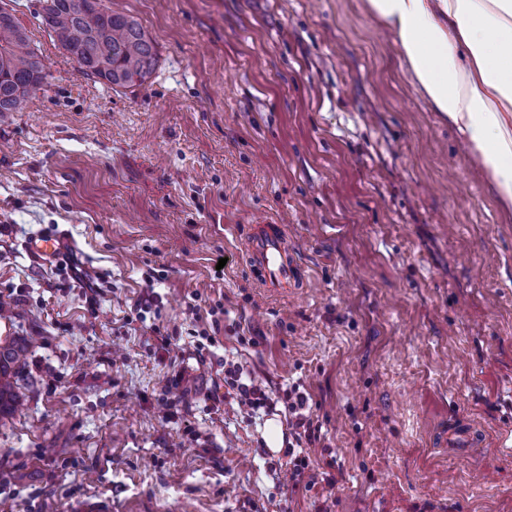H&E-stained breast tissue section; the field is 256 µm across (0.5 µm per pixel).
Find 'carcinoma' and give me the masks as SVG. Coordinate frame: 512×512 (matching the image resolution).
Returning <instances> with one entry per match:
<instances>
[{
	"label": "carcinoma",
	"instance_id": "carcinoma-1",
	"mask_svg": "<svg viewBox=\"0 0 512 512\" xmlns=\"http://www.w3.org/2000/svg\"><path fill=\"white\" fill-rule=\"evenodd\" d=\"M35 11L40 24L55 36L84 75L113 88H133L151 79L158 54L140 24L112 12L103 0H39ZM0 113L17 112L42 90L47 81L44 65L31 45L27 30L12 11L0 9ZM27 345L17 339L0 345V415L15 411L17 369Z\"/></svg>",
	"mask_w": 512,
	"mask_h": 512
}]
</instances>
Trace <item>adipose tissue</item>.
<instances>
[{
    "mask_svg": "<svg viewBox=\"0 0 512 512\" xmlns=\"http://www.w3.org/2000/svg\"><path fill=\"white\" fill-rule=\"evenodd\" d=\"M404 73L512 210V0H366Z\"/></svg>",
    "mask_w": 512,
    "mask_h": 512,
    "instance_id": "ef3b65f1",
    "label": "adipose tissue"
}]
</instances>
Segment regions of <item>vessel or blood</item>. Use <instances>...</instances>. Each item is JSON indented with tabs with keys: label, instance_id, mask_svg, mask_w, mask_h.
Here are the masks:
<instances>
[{
	"label": "vessel or blood",
	"instance_id": "1",
	"mask_svg": "<svg viewBox=\"0 0 512 512\" xmlns=\"http://www.w3.org/2000/svg\"><path fill=\"white\" fill-rule=\"evenodd\" d=\"M247 249L254 267L261 272L263 287L279 290L299 283L301 270L297 262L289 258L288 233L284 226L270 224L252 233ZM28 250L41 259H57L64 252V243L60 236L41 234L29 241Z\"/></svg>",
	"mask_w": 512,
	"mask_h": 512
}]
</instances>
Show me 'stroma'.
Returning <instances> with one entry per match:
<instances>
[{"instance_id": "obj_1", "label": "stroma", "mask_w": 512, "mask_h": 512, "mask_svg": "<svg viewBox=\"0 0 512 512\" xmlns=\"http://www.w3.org/2000/svg\"><path fill=\"white\" fill-rule=\"evenodd\" d=\"M36 2L7 0L48 77L0 118V300L9 335L37 340L0 419V512H512V212L364 0H104L158 52L116 90ZM263 224L286 227L303 287L260 285L245 241ZM41 232L64 258L28 253ZM228 360L272 410L225 399ZM292 385L333 490L270 470ZM453 423L482 447L446 446Z\"/></svg>"}]
</instances>
